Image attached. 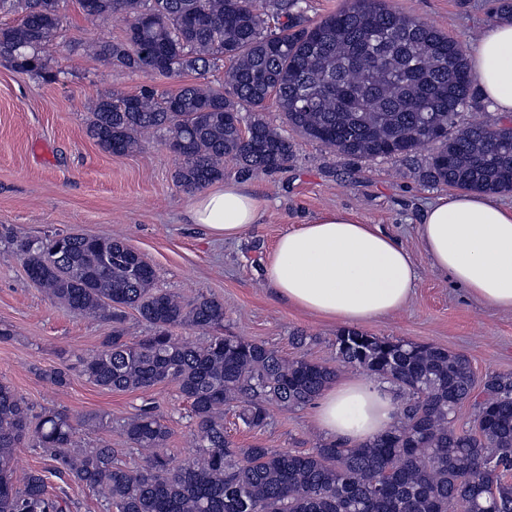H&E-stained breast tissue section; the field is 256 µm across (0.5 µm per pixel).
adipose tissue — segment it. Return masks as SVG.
Listing matches in <instances>:
<instances>
[{
  "label": "adipose tissue",
  "mask_w": 512,
  "mask_h": 512,
  "mask_svg": "<svg viewBox=\"0 0 512 512\" xmlns=\"http://www.w3.org/2000/svg\"><path fill=\"white\" fill-rule=\"evenodd\" d=\"M468 58L488 110L512 116V22L484 29ZM258 213L253 195L229 183L197 195L189 219L212 236L235 239ZM418 232L433 269L484 302L512 309V208L478 193L444 196L423 211ZM265 279L290 304L360 325L401 309L419 271L392 236L335 212L282 234ZM395 414L389 384L343 376L323 391L316 421L331 438L355 444L391 427Z\"/></svg>",
  "instance_id": "obj_1"
}]
</instances>
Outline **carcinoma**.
<instances>
[{
    "instance_id": "1",
    "label": "carcinoma",
    "mask_w": 512,
    "mask_h": 512,
    "mask_svg": "<svg viewBox=\"0 0 512 512\" xmlns=\"http://www.w3.org/2000/svg\"><path fill=\"white\" fill-rule=\"evenodd\" d=\"M65 0H0L21 15L0 27V58L49 77L46 52L62 26ZM84 15L127 17L125 40L84 46L96 59L132 71L207 72L228 62L224 89L190 84L172 93L144 88L102 95L87 135L104 151L141 150L160 132L179 160L175 183L200 190L224 178L229 159L243 176L271 173L294 144L263 112L273 101L289 127L341 154L408 157L435 145L424 171L432 183L490 193L512 191V126L458 125L483 112L467 49L387 0H346L311 22L301 0H82ZM248 115H242V111ZM29 279L64 311L112 322V335L83 357L80 372L107 391L173 383L190 404L196 454L173 463L153 452L170 430L154 407L124 420L141 464L103 444L72 452L78 422L63 409L32 413L26 397L0 381V512H69L48 490L43 470L14 477L17 449L44 448L51 473L80 484L116 512H512V374L476 376L467 356L348 328L337 361L400 391L395 423L376 438L321 443L308 451L238 448L224 414L252 429L272 405L302 407L336 378L337 368L288 358L264 344L219 332L224 305L199 296L186 304L155 287L154 268L112 238L53 232L42 237L0 227ZM151 328L124 339L123 309ZM215 334L196 345L172 329ZM474 424L457 425L465 403Z\"/></svg>"
}]
</instances>
